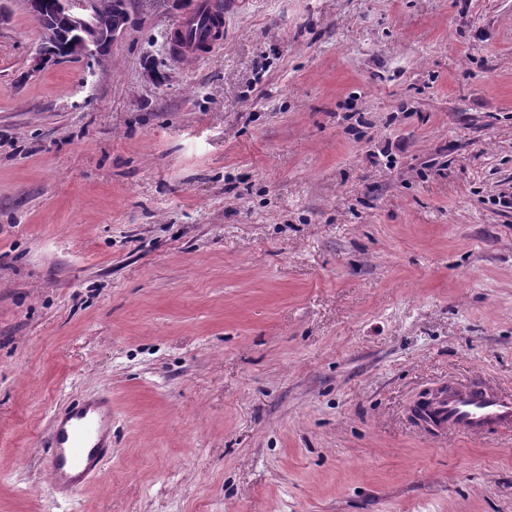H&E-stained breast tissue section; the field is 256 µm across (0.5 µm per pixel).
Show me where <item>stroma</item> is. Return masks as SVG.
<instances>
[{
    "label": "stroma",
    "instance_id": "35a3bbf8",
    "mask_svg": "<svg viewBox=\"0 0 512 512\" xmlns=\"http://www.w3.org/2000/svg\"><path fill=\"white\" fill-rule=\"evenodd\" d=\"M128 0L27 77L0 23V512H512V441L430 439L442 379L512 391V0ZM112 400L70 499L45 437ZM216 0H200L196 10L189 16L184 17L179 23L172 29L171 32V40L175 34L178 35L179 38V46L182 48H188L187 45L182 43H187V38L190 29L193 28V42L196 43L199 39V36L203 32V25L205 23V17L208 10L212 11V5ZM195 17V21H194Z\"/></svg>",
    "mask_w": 512,
    "mask_h": 512
}]
</instances>
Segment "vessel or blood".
Returning <instances> with one entry per match:
<instances>
[{
    "mask_svg": "<svg viewBox=\"0 0 512 512\" xmlns=\"http://www.w3.org/2000/svg\"><path fill=\"white\" fill-rule=\"evenodd\" d=\"M215 0H200L194 14L174 27L179 40L201 35ZM412 421L420 431L445 438L451 434L480 437L512 429V395L484 381L438 384L413 404ZM53 486L72 497L96 475L112 454V402L105 397L71 403L57 413L47 436Z\"/></svg>",
    "mask_w": 512,
    "mask_h": 512,
    "instance_id": "1",
    "label": "vessel or blood"
}]
</instances>
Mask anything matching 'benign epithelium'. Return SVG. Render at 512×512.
Returning <instances> with one entry per match:
<instances>
[{
	"label": "benign epithelium",
	"mask_w": 512,
	"mask_h": 512,
	"mask_svg": "<svg viewBox=\"0 0 512 512\" xmlns=\"http://www.w3.org/2000/svg\"><path fill=\"white\" fill-rule=\"evenodd\" d=\"M25 2L41 33L40 46L28 67L30 76L64 58L105 55L130 24L127 0L115 6L112 25L103 31L97 22L100 0H56L49 14L44 0Z\"/></svg>",
	"instance_id": "obj_1"
}]
</instances>
